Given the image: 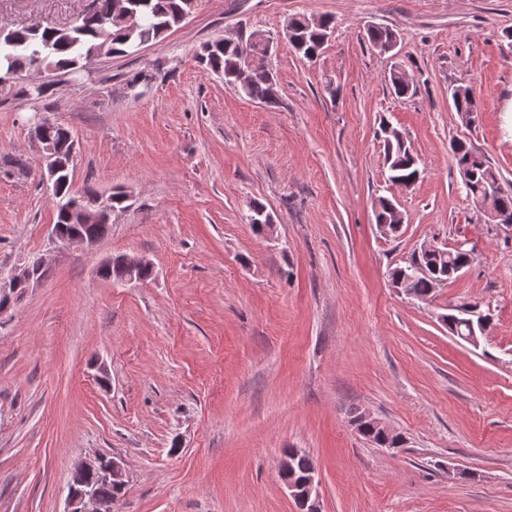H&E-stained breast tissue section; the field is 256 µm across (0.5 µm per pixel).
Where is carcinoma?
I'll return each mask as SVG.
<instances>
[{
  "label": "carcinoma",
  "instance_id": "carcinoma-1",
  "mask_svg": "<svg viewBox=\"0 0 512 512\" xmlns=\"http://www.w3.org/2000/svg\"><path fill=\"white\" fill-rule=\"evenodd\" d=\"M125 11L130 17L129 22L117 25L112 22V11L115 0H91L88 10L79 20L65 28L42 27L38 24L8 31H0V76L8 73L18 75L24 71L37 69L50 70L60 76L75 74L86 68V65L99 56L127 57L134 56L142 45L158 42L168 32L179 28L189 17L196 6L197 0H121ZM291 27L295 42L291 44L294 51L302 58L313 61L323 50L322 39L333 30V20L322 18L318 28H310L303 16L291 18ZM394 31L379 25H368L364 28V40L375 46L388 42ZM249 50L251 56V76L246 84L236 91L251 100L264 102L268 105L278 104V89L271 68V56L260 42L251 39L236 44L224 42V38H215L202 47L199 63L228 84L233 81L232 71L243 50ZM160 73L154 69L143 68L132 73L126 79V88L133 97L141 96L151 87V83L159 78ZM452 101L456 111L467 114L478 111V101L472 88L458 86L452 91ZM47 134L53 140L57 155L46 160L45 172L49 173L54 166L60 172L52 181L53 195L58 198L56 223L63 232L76 234L95 240L103 237L109 223L101 220L96 224H81L74 228L69 219V209L73 202L87 211L96 212L106 204L120 210L126 208L129 201L128 193L115 189L108 195H101L94 190H86L83 195L71 194V182L74 164L69 162L71 148L76 143L71 131L64 125L53 122L47 128ZM450 149L456 164H466L471 176L463 182L466 196L473 205L483 198L489 181L500 177L485 154L475 150L464 140H454ZM384 157L389 173V181L397 183L409 181L420 174V159L401 132L393 131L385 134ZM473 261V250L460 245L447 249V256L435 253L415 251L405 261V265L394 268L391 272L393 283L403 278L410 279V297L422 300L430 296L433 288L431 278L444 281L455 279L459 273L469 267ZM422 267L428 275L420 276L416 269ZM128 269L122 257L112 259L105 266L100 277L104 280L122 283L128 279ZM471 316L467 306L460 305L454 312L444 316V324L448 331L462 339L469 335L467 321ZM360 435L370 444L380 448L393 447V441L383 434L381 429L367 426ZM294 472L297 479H308L316 476V468L312 458L305 452L295 456ZM88 483L92 491L104 503L117 499L122 491L111 482L97 476H91Z\"/></svg>",
  "mask_w": 512,
  "mask_h": 512
}]
</instances>
